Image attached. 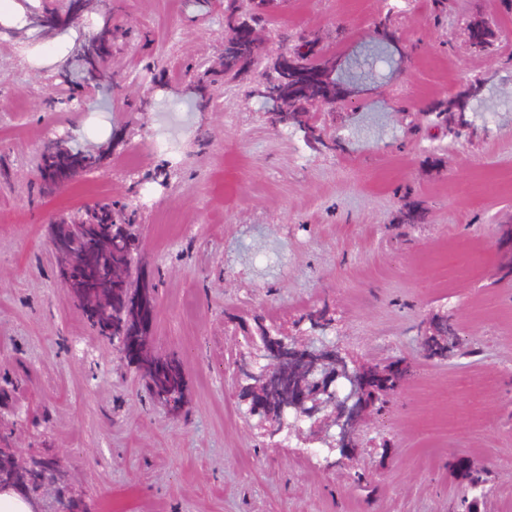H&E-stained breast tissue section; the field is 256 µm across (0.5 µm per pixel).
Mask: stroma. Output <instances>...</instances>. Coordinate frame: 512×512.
Instances as JSON below:
<instances>
[{
	"label": "stroma",
	"instance_id": "stroma-1",
	"mask_svg": "<svg viewBox=\"0 0 512 512\" xmlns=\"http://www.w3.org/2000/svg\"><path fill=\"white\" fill-rule=\"evenodd\" d=\"M0 448L48 460L33 512H512V0H277L312 34L333 113L272 125L258 71L224 72V0H0ZM106 35L112 86L87 88L80 46ZM106 151L43 192L45 142ZM130 214L137 279L155 288L148 351L185 405L148 381L62 283L47 225ZM361 364L404 362L359 446L273 442L247 414L236 354L263 318ZM450 316L469 354L428 357ZM451 326L448 324V318L442 317L433 327L432 332L424 334L428 347L433 353H444L448 351V336L451 335Z\"/></svg>",
	"mask_w": 512,
	"mask_h": 512
}]
</instances>
